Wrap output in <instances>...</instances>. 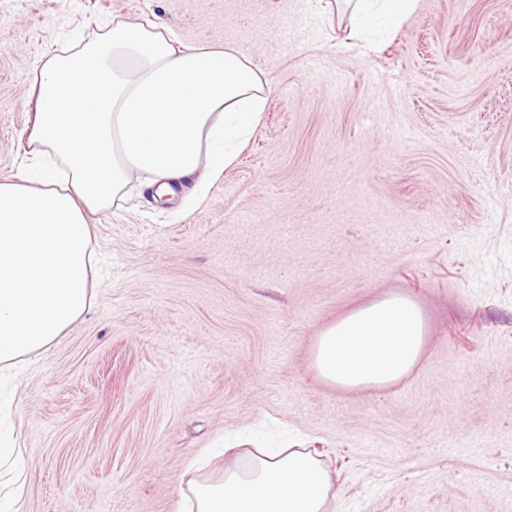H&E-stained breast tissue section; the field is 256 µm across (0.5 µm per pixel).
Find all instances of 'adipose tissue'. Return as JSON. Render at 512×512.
Segmentation results:
<instances>
[{
  "mask_svg": "<svg viewBox=\"0 0 512 512\" xmlns=\"http://www.w3.org/2000/svg\"><path fill=\"white\" fill-rule=\"evenodd\" d=\"M26 154L39 167L0 182V363L45 348L91 306L93 229L131 174L155 202L175 184L219 180L267 104L268 88L230 47L183 46L167 28L113 19L48 55L30 89ZM425 323L393 296L326 328L321 377L383 386L416 364ZM195 512H332L333 482L315 454H261L222 478L189 479Z\"/></svg>",
  "mask_w": 512,
  "mask_h": 512,
  "instance_id": "1",
  "label": "adipose tissue"
}]
</instances>
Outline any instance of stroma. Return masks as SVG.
Returning <instances> with one entry per match:
<instances>
[{
  "instance_id": "obj_1",
  "label": "stroma",
  "mask_w": 512,
  "mask_h": 512,
  "mask_svg": "<svg viewBox=\"0 0 512 512\" xmlns=\"http://www.w3.org/2000/svg\"><path fill=\"white\" fill-rule=\"evenodd\" d=\"M348 0H0V181L37 63L119 17L230 46L269 84L200 200L130 193L94 226L93 305L0 383L21 512H180L200 455L309 448L338 512H512V0H417L372 48ZM414 301L416 366L320 378L316 338ZM7 467L10 474V480L17 494L22 493L26 481L27 474L22 452L19 448H0V467Z\"/></svg>"
}]
</instances>
